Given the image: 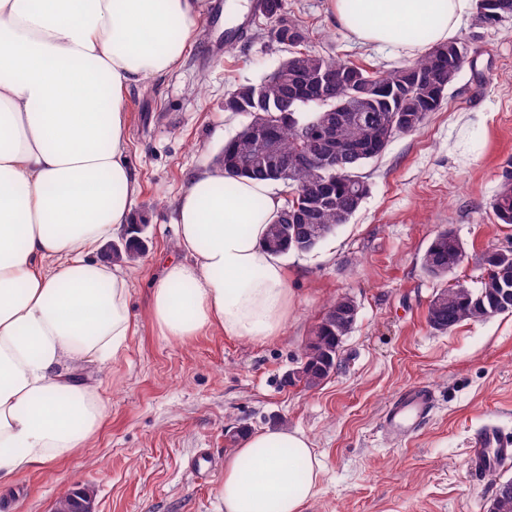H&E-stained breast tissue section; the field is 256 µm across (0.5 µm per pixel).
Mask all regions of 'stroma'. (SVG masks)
Returning a JSON list of instances; mask_svg holds the SVG:
<instances>
[{"mask_svg": "<svg viewBox=\"0 0 512 512\" xmlns=\"http://www.w3.org/2000/svg\"><path fill=\"white\" fill-rule=\"evenodd\" d=\"M305 33L301 50L389 70L410 59L353 41L330 0H286ZM245 38L224 45L229 26ZM255 0H204L192 47L170 75L128 97L127 161L139 193L131 218L147 249L128 268L133 333L120 357L86 372L100 384L101 432L65 460L33 467L0 486V512H52L69 488L92 495L96 512H224V456L243 435L288 428L311 442L323 472L305 512H490L512 467L473 478L465 466L475 431L491 422L512 436V312L446 332L427 323L440 281L421 257L437 231L466 250L449 283L477 287L482 257L512 248V225L490 203L512 163V19L456 36L467 60L441 110L400 134L362 169L370 193L349 223L312 252L288 253V324L265 343L214 327L184 345L154 328L150 285L174 255L173 206L201 164L213 163L250 117L224 109L226 95L259 82L285 58ZM350 296L359 313L338 369L314 389L288 382L329 303ZM425 385L435 400L412 435L386 432L388 406ZM202 459L207 475L193 462Z\"/></svg>", "mask_w": 512, "mask_h": 512, "instance_id": "obj_1", "label": "stroma"}]
</instances>
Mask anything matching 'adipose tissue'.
Segmentation results:
<instances>
[{
	"label": "adipose tissue",
	"mask_w": 512,
	"mask_h": 512,
	"mask_svg": "<svg viewBox=\"0 0 512 512\" xmlns=\"http://www.w3.org/2000/svg\"><path fill=\"white\" fill-rule=\"evenodd\" d=\"M475 0H331L355 41L410 54L453 39ZM202 0H0V483L87 446L102 429L83 374L133 333L130 280L97 259L127 223V98L193 44ZM284 204L270 182L202 165L178 196L177 259L149 314L182 345L212 327L262 342L288 323L282 255L265 244ZM321 464L295 430L243 439L224 458V512H304Z\"/></svg>",
	"instance_id": "adipose-tissue-1"
}]
</instances>
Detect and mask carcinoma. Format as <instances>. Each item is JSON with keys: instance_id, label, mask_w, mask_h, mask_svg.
I'll return each mask as SVG.
<instances>
[{"instance_id": "1", "label": "carcinoma", "mask_w": 512, "mask_h": 512, "mask_svg": "<svg viewBox=\"0 0 512 512\" xmlns=\"http://www.w3.org/2000/svg\"><path fill=\"white\" fill-rule=\"evenodd\" d=\"M263 15L270 21L271 39L288 55L280 67L255 84H243L228 93L227 112H242L257 94L268 111L290 113L307 127L325 123L336 134V142L346 146L336 157L333 168L316 165H290L279 180L286 188L303 195L299 206L288 202L285 216L280 211L267 230L268 247L281 254L310 252L332 235L359 209L370 192L360 169L382 155L398 133L418 130L429 113L439 111L448 88L465 61L458 55V42L430 46L417 58L387 71H368L352 63L310 51L294 50L305 40L304 33L288 20L285 0H264ZM512 19V0H479L476 18L480 24H497V18ZM333 70V82L326 94H320L319 76ZM387 87L394 97L385 104L376 98V89ZM297 131L285 126L279 139V156L263 157L256 141L237 134L224 143V152L215 164L231 177L275 181L281 162L299 154ZM336 180L328 195L316 196L318 182ZM491 208L496 221L512 224V170L503 172V182ZM141 230L131 232L122 245L112 246V257L135 265L146 251ZM461 240L449 229L435 234L423 256L422 268L437 280L448 277L459 265ZM512 263V250L492 251L484 255L488 276L477 288L455 284L437 292L430 302L427 321L434 330L446 332L467 320L488 318L512 311V278L504 279L501 268ZM350 297L333 300L324 317L314 326L315 343H306L302 358L306 369L300 382L306 388L320 386L336 369V349L341 347L356 321L347 311ZM491 512H512V481L499 485Z\"/></svg>"}]
</instances>
